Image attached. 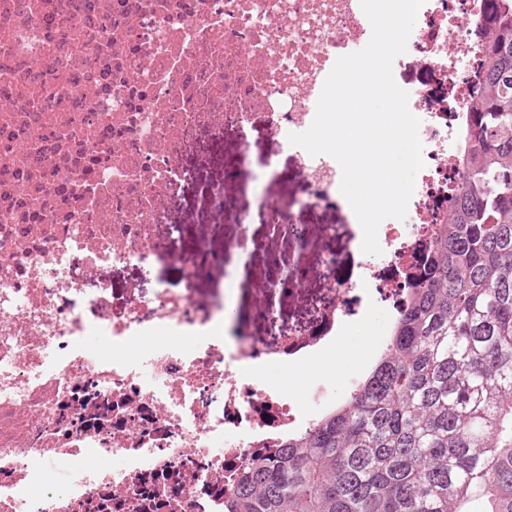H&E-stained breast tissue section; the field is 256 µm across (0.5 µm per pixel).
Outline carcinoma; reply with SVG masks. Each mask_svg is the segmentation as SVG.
Listing matches in <instances>:
<instances>
[{
  "label": "carcinoma",
  "mask_w": 512,
  "mask_h": 512,
  "mask_svg": "<svg viewBox=\"0 0 512 512\" xmlns=\"http://www.w3.org/2000/svg\"><path fill=\"white\" fill-rule=\"evenodd\" d=\"M458 157L463 190L367 376L245 465L224 512H512V0Z\"/></svg>",
  "instance_id": "obj_1"
}]
</instances>
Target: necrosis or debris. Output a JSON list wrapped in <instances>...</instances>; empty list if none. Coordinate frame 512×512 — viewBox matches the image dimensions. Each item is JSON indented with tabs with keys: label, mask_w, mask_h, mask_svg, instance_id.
Returning a JSON list of instances; mask_svg holds the SVG:
<instances>
[{
	"label": "necrosis or debris",
	"mask_w": 512,
	"mask_h": 512,
	"mask_svg": "<svg viewBox=\"0 0 512 512\" xmlns=\"http://www.w3.org/2000/svg\"><path fill=\"white\" fill-rule=\"evenodd\" d=\"M492 3L420 7L393 62L394 78L420 77L406 90L425 166L407 214L380 224L382 253L357 271L337 277L339 255L323 256L331 286L311 321L281 328L261 303L270 335L255 338L225 323L227 292L200 293L209 244H185L172 211L190 189L225 223L288 233L297 264L265 288L305 286L304 212L358 220L338 162L288 136L311 125L336 60L368 43L360 0H0V512H224L248 461L335 407L333 383L299 403L254 369L335 346L365 302L399 314L429 227L463 186L456 155ZM226 139L216 184L197 158ZM284 155L303 186L285 203L269 193ZM250 163L255 206L226 209ZM110 264L173 265L184 286L118 298L99 278ZM107 458L118 467H94ZM60 468L62 491L48 480Z\"/></svg>",
	"instance_id": "obj_1"
}]
</instances>
